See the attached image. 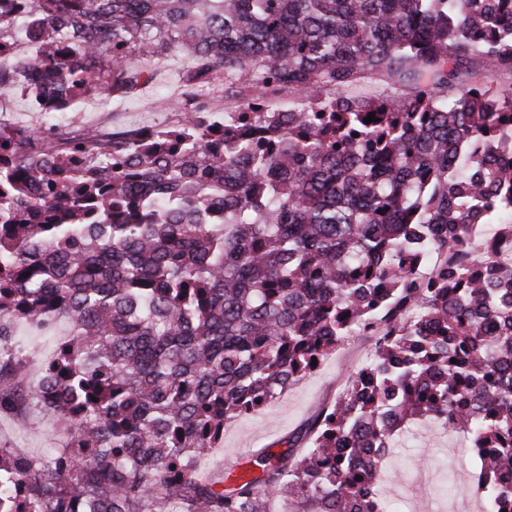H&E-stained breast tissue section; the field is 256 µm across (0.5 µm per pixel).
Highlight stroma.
Segmentation results:
<instances>
[{
    "label": "stroma",
    "mask_w": 512,
    "mask_h": 512,
    "mask_svg": "<svg viewBox=\"0 0 512 512\" xmlns=\"http://www.w3.org/2000/svg\"><path fill=\"white\" fill-rule=\"evenodd\" d=\"M192 60L172 51L153 85L130 97L81 100L68 111L46 114L33 109L27 94L10 90L0 94V121L48 132L52 138L75 135L92 126L118 132L141 126H166L178 121L172 101L183 91L181 77ZM19 340L34 346L26 377L0 378V393L14 401L11 411L0 412V448L37 458L60 447L62 422L39 413L27 401V393L40 377L42 363L55 352L52 336H32L19 330ZM371 337L355 336L328 363L294 384L287 393L261 412L237 418L224 428V444L206 460L202 469L210 476L246 471L261 453H279L283 442L299 430L321 405L335 400L350 372L372 354ZM471 461L462 438L453 432L412 429L409 437L393 448L387 473L398 485L397 512H441L453 503L454 512H467L477 497L466 474Z\"/></svg>",
    "instance_id": "stroma-1"
}]
</instances>
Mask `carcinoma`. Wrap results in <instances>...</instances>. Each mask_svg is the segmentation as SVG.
I'll return each mask as SVG.
<instances>
[{"instance_id": "obj_1", "label": "carcinoma", "mask_w": 512, "mask_h": 512, "mask_svg": "<svg viewBox=\"0 0 512 512\" xmlns=\"http://www.w3.org/2000/svg\"><path fill=\"white\" fill-rule=\"evenodd\" d=\"M32 2L0 11V90L42 112L134 94L173 49L195 67L165 128L0 122V375L27 372L19 327L60 337L28 397L65 423L47 460L0 448L9 512H384L413 421L485 449L475 492L512 512V270L459 240L512 219V158L478 149L512 138V87L470 82L512 73V0ZM374 77L407 91L354 92ZM360 329L372 358L304 435L198 478Z\"/></svg>"}]
</instances>
